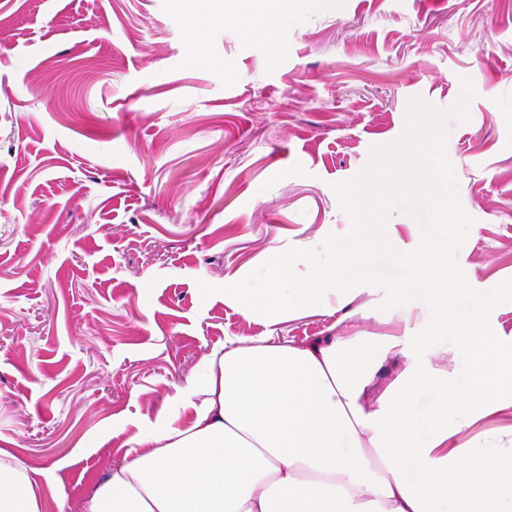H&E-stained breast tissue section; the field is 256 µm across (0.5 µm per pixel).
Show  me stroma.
Listing matches in <instances>:
<instances>
[{
	"label": "stroma",
	"instance_id": "stroma-1",
	"mask_svg": "<svg viewBox=\"0 0 512 512\" xmlns=\"http://www.w3.org/2000/svg\"><path fill=\"white\" fill-rule=\"evenodd\" d=\"M0 0V448L80 512L225 337L403 331L360 313L266 327L225 299L357 231L347 189L437 119L468 287L512 289V0ZM223 72H216V65Z\"/></svg>",
	"mask_w": 512,
	"mask_h": 512
}]
</instances>
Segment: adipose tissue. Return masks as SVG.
<instances>
[{
	"instance_id": "obj_1",
	"label": "adipose tissue",
	"mask_w": 512,
	"mask_h": 512,
	"mask_svg": "<svg viewBox=\"0 0 512 512\" xmlns=\"http://www.w3.org/2000/svg\"><path fill=\"white\" fill-rule=\"evenodd\" d=\"M398 167L403 181L380 176L353 194L409 206L410 246L386 249L365 224L305 280L274 252L264 287L224 294L272 325L300 310H342L389 270L394 300L429 313L414 344L453 368L411 361L382 388L377 374L402 337H225L186 378L179 412L149 422L81 512H512V426L469 434L512 407V348L493 347L488 318L512 308V293L456 285L457 259L435 234L457 221L437 139ZM43 510L18 451L0 448V512Z\"/></svg>"
}]
</instances>
